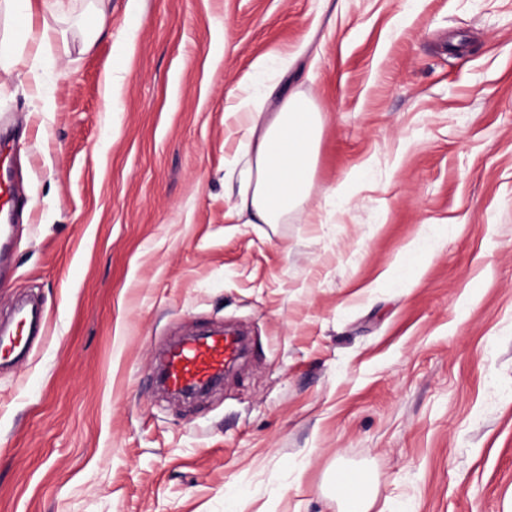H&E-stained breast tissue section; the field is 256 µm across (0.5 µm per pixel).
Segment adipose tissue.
Masks as SVG:
<instances>
[{"label": "adipose tissue", "instance_id": "1", "mask_svg": "<svg viewBox=\"0 0 512 512\" xmlns=\"http://www.w3.org/2000/svg\"><path fill=\"white\" fill-rule=\"evenodd\" d=\"M0 11L24 23L23 31L0 37V70L11 71L27 44L50 48L58 32L36 23L33 0H0ZM246 118L247 137L241 146L254 163L238 173L240 184L233 215L247 224H277L287 219L306 197L321 135L315 106L299 95L277 102L274 111L257 107L252 96L237 106Z\"/></svg>", "mask_w": 512, "mask_h": 512}]
</instances>
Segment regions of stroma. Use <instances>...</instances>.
Returning <instances> with one entry per match:
<instances>
[{"label": "stroma", "instance_id": "1", "mask_svg": "<svg viewBox=\"0 0 512 512\" xmlns=\"http://www.w3.org/2000/svg\"><path fill=\"white\" fill-rule=\"evenodd\" d=\"M88 8L46 15L52 111L36 47L0 74V323L46 320L0 358V512H340L339 465L372 512H512V0H105L92 43ZM259 60L322 119L280 224L228 215ZM227 324L223 385H152Z\"/></svg>", "mask_w": 512, "mask_h": 512}]
</instances>
